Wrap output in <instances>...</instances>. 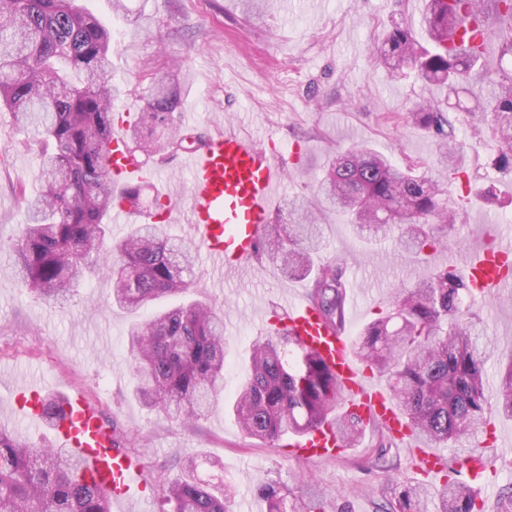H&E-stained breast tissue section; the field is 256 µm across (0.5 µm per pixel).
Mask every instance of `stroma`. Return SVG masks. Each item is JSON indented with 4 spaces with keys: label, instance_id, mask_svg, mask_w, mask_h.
I'll return each mask as SVG.
<instances>
[{
    "label": "stroma",
    "instance_id": "1",
    "mask_svg": "<svg viewBox=\"0 0 512 512\" xmlns=\"http://www.w3.org/2000/svg\"><path fill=\"white\" fill-rule=\"evenodd\" d=\"M82 4L112 31V82L120 90L114 112L134 121L150 77L185 69L188 83L177 114L182 126L209 134L230 124L262 148H277L284 171L273 204L277 218L285 217L290 197L313 195L336 150L364 145L401 165L431 160V135L403 121L416 104L447 108L464 142L472 113L492 110L489 96L467 84L452 93L423 83L414 72L394 77L377 66L373 49L394 25L406 24L423 37L424 0H126V20L113 16L110 0ZM21 138L12 115L0 112L5 245L26 221L14 187H34L39 169L36 148L14 149ZM465 167L466 183H450L446 194L461 209L455 230L419 266L405 257L395 235L366 242L340 213L318 210L327 242L321 257L340 261L350 293L361 302L347 323L349 336L386 310L395 289L470 253L512 243V178L496 170L489 146L468 151ZM151 171L156 187L146 190L145 199H168L171 233L189 239L190 176L181 157ZM490 184L498 190L492 204L479 198ZM111 288L99 271L59 305L20 288L0 268V426L36 444H54L47 422L14 406L17 386L28 381L39 383L44 395L79 391L96 402L146 469L142 499L112 504L111 512H163L158 486L179 474L178 462L188 455L200 458L203 479L232 481L234 512H265L257 491L263 482L287 492L293 505L317 498L324 512H375L389 488L416 480L415 463L402 449H391L388 462L376 461L371 435L343 455L306 462L292 456L287 441L272 447L244 437L225 415L223 406L235 394L251 345L268 333L286 299L307 294L306 282L284 278L266 255L256 254L246 272L228 274L205 250L197 252L196 277L185 297L222 310L227 369L214 413L195 423L168 420L136 397L127 349L135 318L109 305ZM476 313L499 350L512 353V291L479 301ZM462 441L494 457L496 471L482 499L486 512H499L500 494L512 486V420L491 414L486 431Z\"/></svg>",
    "mask_w": 512,
    "mask_h": 512
}]
</instances>
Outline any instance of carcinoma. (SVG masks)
I'll use <instances>...</instances> for the list:
<instances>
[{"instance_id":"1","label":"carcinoma","mask_w":512,"mask_h":512,"mask_svg":"<svg viewBox=\"0 0 512 512\" xmlns=\"http://www.w3.org/2000/svg\"><path fill=\"white\" fill-rule=\"evenodd\" d=\"M428 0L424 22L435 42L429 51L412 32L394 26L377 49V60L398 71L410 69L425 83L490 82L489 125L497 166L512 173V73L499 78L482 71L483 49L452 48L468 42L457 14L479 17L487 9L506 21L500 55L512 56V0ZM74 0H0V109L12 113L40 147L39 189L26 196L27 222L7 252V268L19 285L47 300H68L86 274L99 268L112 278L111 305L138 314L166 296L183 293L194 273L195 255L170 237L159 222L135 224L109 243L112 209L123 202L143 210L142 186L114 194L106 164L112 138L113 98L109 59L111 31ZM184 75L175 71L153 82L139 121L127 136L134 162L148 166L188 151L204 136L175 121ZM436 143L437 167H398L363 148L339 152L317 195L331 210L351 216L359 235L398 233L400 245L421 258L442 243L436 225L454 226L456 210L441 198L439 178L460 173L465 144L447 113L423 103L405 115ZM324 226L315 223L307 199L288 200V222L264 225L256 248L275 259L288 279L309 283L308 301L331 329L346 322L347 283L336 260L320 265L313 255L324 246ZM476 298L463 271L444 268L429 278L395 289L386 311L367 324L353 354L384 378L399 410L428 448H446L482 429L490 407L512 419V354L501 370L496 396L487 390L486 364L499 356L482 336ZM129 363L140 400L176 421L206 418L223 387L224 320L216 306L200 301L158 310L128 333ZM342 404L336 374L315 348L288 328L274 327L253 346L246 373L230 409L250 439L276 444L331 421L348 446L367 427L335 413ZM79 464L67 448L30 443L0 427V512H111L110 498L77 479ZM182 477L160 485L167 512H232V495L198 475V461H181ZM266 512H288V496L275 486L259 487ZM463 472L442 488L419 481L403 484L377 512H484Z\"/></svg>"}]
</instances>
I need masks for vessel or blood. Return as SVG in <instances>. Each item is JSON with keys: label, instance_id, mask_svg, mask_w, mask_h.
I'll list each match as a JSON object with an SVG mask.
<instances>
[{"label": "vessel or blood", "instance_id": "1", "mask_svg": "<svg viewBox=\"0 0 512 512\" xmlns=\"http://www.w3.org/2000/svg\"><path fill=\"white\" fill-rule=\"evenodd\" d=\"M113 182H144L142 167L126 153V140L113 135L108 145ZM184 164L190 171L188 213L190 233L209 258L225 271L247 268L264 224L270 223L281 170L274 158L238 130L224 129L208 136L204 145L188 152ZM470 286L480 298L496 296L512 288V246L470 254L465 260ZM283 321L302 341L317 348L329 361L349 411L365 424L386 429L397 444L407 446L419 461L418 469L429 477L443 471L442 456L422 448L413 428L400 414L392 393L369 380L350 351L346 333L327 328L316 309L300 300L288 306ZM55 433L71 448L84 467L85 478L94 480L114 501L134 498L145 487L141 460L112 445V430L97 405L77 394L63 402ZM346 447L332 426L312 430L295 441L299 459L333 458Z\"/></svg>", "mask_w": 512, "mask_h": 512}]
</instances>
